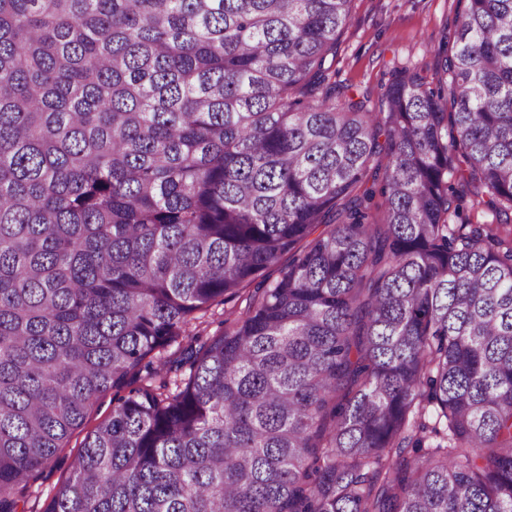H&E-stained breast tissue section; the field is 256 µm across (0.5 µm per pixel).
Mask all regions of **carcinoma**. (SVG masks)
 Wrapping results in <instances>:
<instances>
[{
	"instance_id": "carcinoma-1",
	"label": "carcinoma",
	"mask_w": 512,
	"mask_h": 512,
	"mask_svg": "<svg viewBox=\"0 0 512 512\" xmlns=\"http://www.w3.org/2000/svg\"><path fill=\"white\" fill-rule=\"evenodd\" d=\"M457 2L374 112L352 0H0V512L109 391L43 512H512V0Z\"/></svg>"
}]
</instances>
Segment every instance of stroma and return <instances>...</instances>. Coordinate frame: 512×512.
<instances>
[{
  "label": "stroma",
  "instance_id": "1",
  "mask_svg": "<svg viewBox=\"0 0 512 512\" xmlns=\"http://www.w3.org/2000/svg\"><path fill=\"white\" fill-rule=\"evenodd\" d=\"M457 21V0H353L349 23L337 42L330 80L348 88L355 98H367L370 108H379L397 70L432 68L435 51ZM111 412V397L94 404L83 428L30 480L26 512H42L70 474L88 431Z\"/></svg>",
  "mask_w": 512,
  "mask_h": 512
}]
</instances>
